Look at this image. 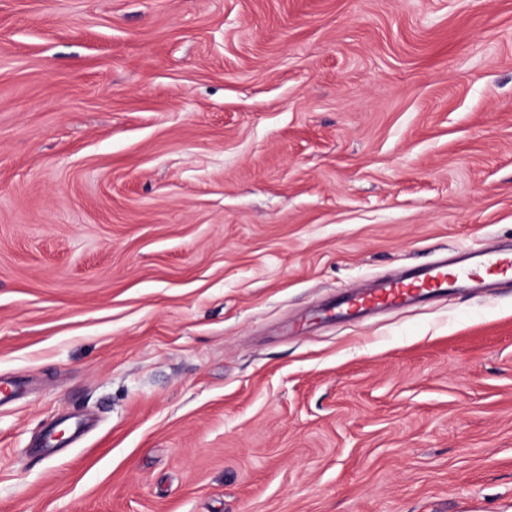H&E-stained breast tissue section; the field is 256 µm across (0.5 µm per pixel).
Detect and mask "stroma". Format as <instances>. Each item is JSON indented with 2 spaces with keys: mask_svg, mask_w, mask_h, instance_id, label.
Instances as JSON below:
<instances>
[{
  "mask_svg": "<svg viewBox=\"0 0 512 512\" xmlns=\"http://www.w3.org/2000/svg\"><path fill=\"white\" fill-rule=\"evenodd\" d=\"M486 245L512 0H0V512H512V284L314 316Z\"/></svg>",
  "mask_w": 512,
  "mask_h": 512,
  "instance_id": "obj_1",
  "label": "stroma"
}]
</instances>
